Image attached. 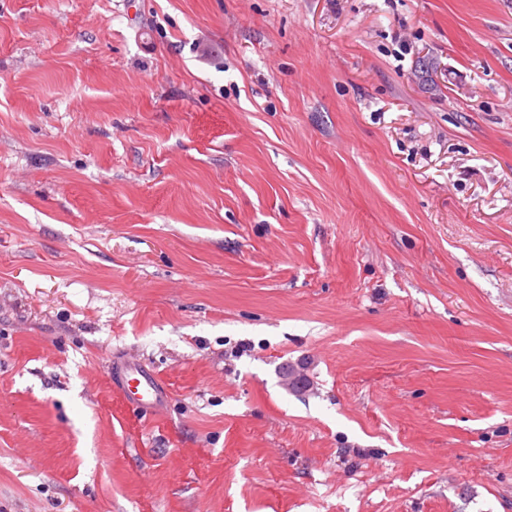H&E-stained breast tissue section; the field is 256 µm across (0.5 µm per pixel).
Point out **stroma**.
I'll use <instances>...</instances> for the list:
<instances>
[{
  "label": "stroma",
  "instance_id": "stroma-1",
  "mask_svg": "<svg viewBox=\"0 0 512 512\" xmlns=\"http://www.w3.org/2000/svg\"><path fill=\"white\" fill-rule=\"evenodd\" d=\"M0 512H512V0H0ZM114 370V389L129 403L139 408H155L167 397L156 376L145 367L120 360Z\"/></svg>",
  "mask_w": 512,
  "mask_h": 512
}]
</instances>
